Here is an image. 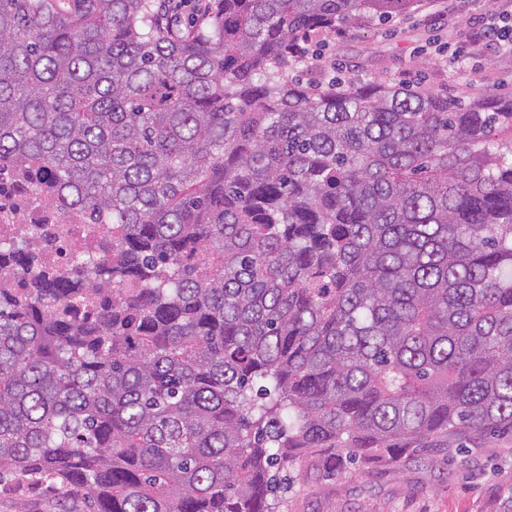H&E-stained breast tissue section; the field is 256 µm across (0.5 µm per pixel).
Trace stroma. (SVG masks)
I'll use <instances>...</instances> for the list:
<instances>
[{"label": "stroma", "mask_w": 512, "mask_h": 512, "mask_svg": "<svg viewBox=\"0 0 512 512\" xmlns=\"http://www.w3.org/2000/svg\"><path fill=\"white\" fill-rule=\"evenodd\" d=\"M492 14L512 15V0H418L390 21L337 25L320 61L352 79L409 84L454 99L512 93V53L472 36ZM475 454L456 441L425 444L401 461L355 463L328 475L317 456H300L280 512H512V435L475 437ZM72 497L54 490L1 495L0 512H68Z\"/></svg>", "instance_id": "stroma-1"}]
</instances>
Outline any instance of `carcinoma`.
<instances>
[{
  "label": "carcinoma",
  "mask_w": 512,
  "mask_h": 512,
  "mask_svg": "<svg viewBox=\"0 0 512 512\" xmlns=\"http://www.w3.org/2000/svg\"><path fill=\"white\" fill-rule=\"evenodd\" d=\"M416 0H0V160L108 225L0 290V493L280 512L342 474L512 434V95L329 80L307 44ZM0 241V274L38 267Z\"/></svg>",
  "instance_id": "1"
}]
</instances>
